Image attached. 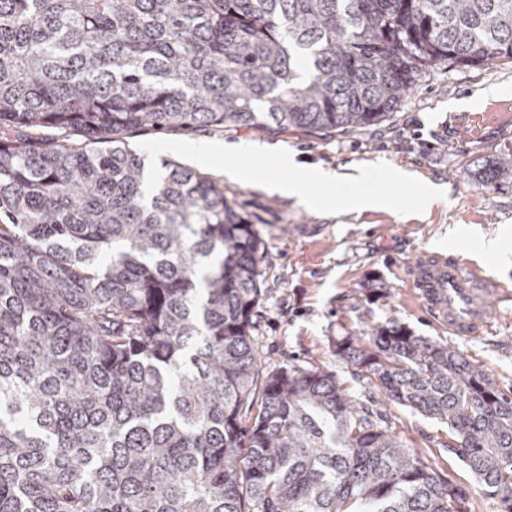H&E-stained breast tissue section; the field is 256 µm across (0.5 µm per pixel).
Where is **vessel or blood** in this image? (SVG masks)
Segmentation results:
<instances>
[{
  "mask_svg": "<svg viewBox=\"0 0 512 512\" xmlns=\"http://www.w3.org/2000/svg\"><path fill=\"white\" fill-rule=\"evenodd\" d=\"M407 274L421 308L437 326L458 337L489 330V305L508 297L488 271L467 269L451 253L420 250Z\"/></svg>",
  "mask_w": 512,
  "mask_h": 512,
  "instance_id": "1",
  "label": "vessel or blood"
}]
</instances>
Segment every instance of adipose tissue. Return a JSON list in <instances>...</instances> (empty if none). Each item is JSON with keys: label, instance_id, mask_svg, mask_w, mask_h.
I'll return each instance as SVG.
<instances>
[{"label": "adipose tissue", "instance_id": "adipose-tissue-1", "mask_svg": "<svg viewBox=\"0 0 512 512\" xmlns=\"http://www.w3.org/2000/svg\"><path fill=\"white\" fill-rule=\"evenodd\" d=\"M278 161L282 167L295 170L294 178L286 181H267L262 188L269 193H279L294 199L298 203L307 206H317L319 200L314 196V186H330L339 183H350L356 185V192L345 197L342 208L347 213H361L364 211H378L387 209L388 198L364 191L363 186L371 180L372 175L361 167L353 168L352 172L341 173L319 166H306L297 164L293 154L280 153Z\"/></svg>", "mask_w": 512, "mask_h": 512}]
</instances>
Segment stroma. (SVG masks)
Returning a JSON list of instances; mask_svg holds the SVG:
<instances>
[{
    "instance_id": "obj_1",
    "label": "stroma",
    "mask_w": 512,
    "mask_h": 512,
    "mask_svg": "<svg viewBox=\"0 0 512 512\" xmlns=\"http://www.w3.org/2000/svg\"><path fill=\"white\" fill-rule=\"evenodd\" d=\"M216 142L239 147L236 163L252 169L257 180L291 176L274 155L250 154L257 144L341 172L363 167L372 174L367 190L387 196L390 205L347 215L333 206L344 192L340 186H315L325 206L314 209L254 183L228 181L223 163L207 165L196 157L199 146ZM128 144L151 174L174 161L219 179L227 198L258 230L271 260L252 330L265 372L294 366L334 373L360 405L382 409L392 431L462 489L474 512H500L498 497L488 495L448 452L447 426L409 407L381 404L365 374L337 357L336 343L395 321L414 335L458 349L501 391L512 390V302L491 306L490 329L462 340L427 319L406 275L417 251L429 245L448 249L467 267L492 270L512 292V267L499 266L482 248L483 238L512 231V175L487 183L473 175L475 161L512 155L511 63L471 68L438 63L390 120L361 131L314 136L299 130L201 127L136 133ZM400 171L446 186L447 197L420 211L418 184L397 182Z\"/></svg>"
}]
</instances>
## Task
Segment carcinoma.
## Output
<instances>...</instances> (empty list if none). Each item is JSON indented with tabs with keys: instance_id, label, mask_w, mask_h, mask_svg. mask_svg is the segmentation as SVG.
<instances>
[{
	"instance_id": "cac0c4a2",
	"label": "carcinoma",
	"mask_w": 512,
	"mask_h": 512,
	"mask_svg": "<svg viewBox=\"0 0 512 512\" xmlns=\"http://www.w3.org/2000/svg\"><path fill=\"white\" fill-rule=\"evenodd\" d=\"M441 61L512 63V0H0V512H471L333 373L264 372L258 231L180 163L147 188L127 143L366 129ZM336 353L512 512L484 370L397 323Z\"/></svg>"
}]
</instances>
